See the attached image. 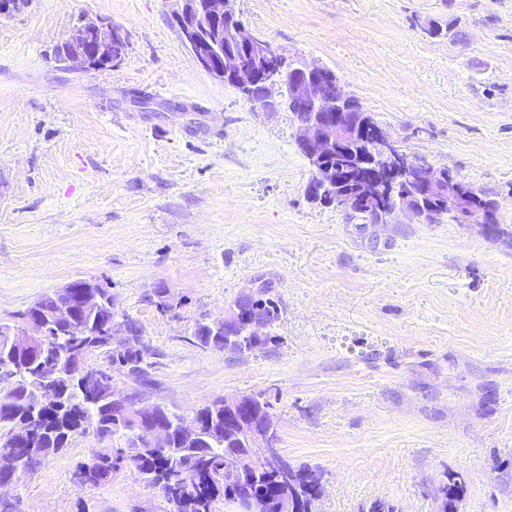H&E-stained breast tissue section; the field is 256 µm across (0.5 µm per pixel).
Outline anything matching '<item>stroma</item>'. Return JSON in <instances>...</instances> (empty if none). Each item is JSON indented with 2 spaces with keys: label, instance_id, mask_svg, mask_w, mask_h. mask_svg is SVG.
<instances>
[{
  "label": "stroma",
  "instance_id": "stroma-1",
  "mask_svg": "<svg viewBox=\"0 0 512 512\" xmlns=\"http://www.w3.org/2000/svg\"><path fill=\"white\" fill-rule=\"evenodd\" d=\"M278 53L333 71L408 155L498 204L496 225H361L307 194L288 111L203 71L168 0H28L0 15V317L99 280L152 349L147 398L268 403L276 446L321 475L318 512H512V0H233ZM123 29L113 65L54 50ZM447 28L433 38L432 26ZM280 308L242 354L194 344L255 279ZM173 308L146 297L158 284ZM75 438L5 495L18 512H166L135 467L98 486ZM63 45L70 46L62 61L65 68L88 71L120 61L125 53L126 39L119 27L99 18L84 21ZM464 487L460 479L450 477L447 483L438 488L441 499V512H458V503L463 497Z\"/></svg>",
  "mask_w": 512,
  "mask_h": 512
}]
</instances>
